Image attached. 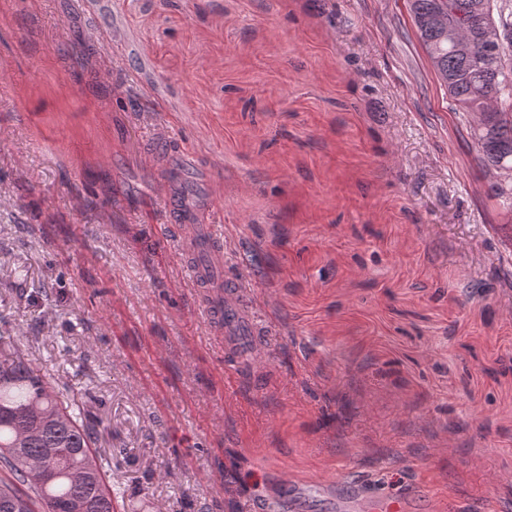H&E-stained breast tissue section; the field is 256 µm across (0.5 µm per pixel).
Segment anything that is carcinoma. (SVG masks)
I'll return each mask as SVG.
<instances>
[{
    "instance_id": "obj_1",
    "label": "carcinoma",
    "mask_w": 512,
    "mask_h": 512,
    "mask_svg": "<svg viewBox=\"0 0 512 512\" xmlns=\"http://www.w3.org/2000/svg\"><path fill=\"white\" fill-rule=\"evenodd\" d=\"M488 3L495 21L512 28V0H409L424 53L447 93L451 109L465 116L476 159L495 198L512 209V183L496 174L512 167V43L487 49L478 11L467 17L471 51L459 54L427 19L448 7V26L460 18L455 3ZM0 512H115L112 483L95 460L94 433L77 404L55 390L41 369L8 336H0Z\"/></svg>"
}]
</instances>
